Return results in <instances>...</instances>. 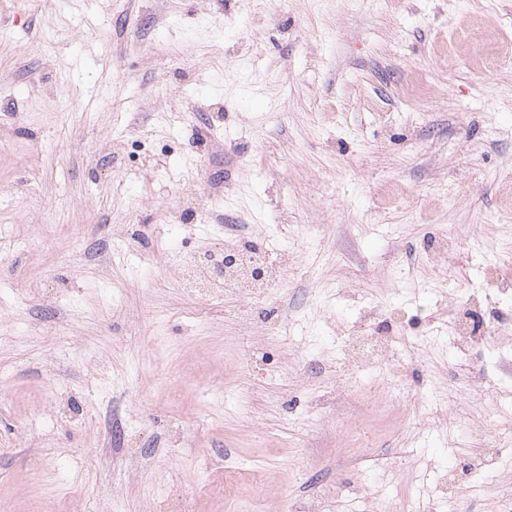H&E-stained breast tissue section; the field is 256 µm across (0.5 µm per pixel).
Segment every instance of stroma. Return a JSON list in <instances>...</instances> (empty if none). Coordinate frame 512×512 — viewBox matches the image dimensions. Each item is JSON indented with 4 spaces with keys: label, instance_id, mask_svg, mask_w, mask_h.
Masks as SVG:
<instances>
[{
    "label": "stroma",
    "instance_id": "35a3bbf8",
    "mask_svg": "<svg viewBox=\"0 0 512 512\" xmlns=\"http://www.w3.org/2000/svg\"><path fill=\"white\" fill-rule=\"evenodd\" d=\"M228 220L287 254L274 298L184 288ZM490 267L512 279V0H0V512H448L474 423L512 426L451 388ZM367 333L394 362L349 372ZM504 496L512 466L456 506Z\"/></svg>",
    "mask_w": 512,
    "mask_h": 512
}]
</instances>
